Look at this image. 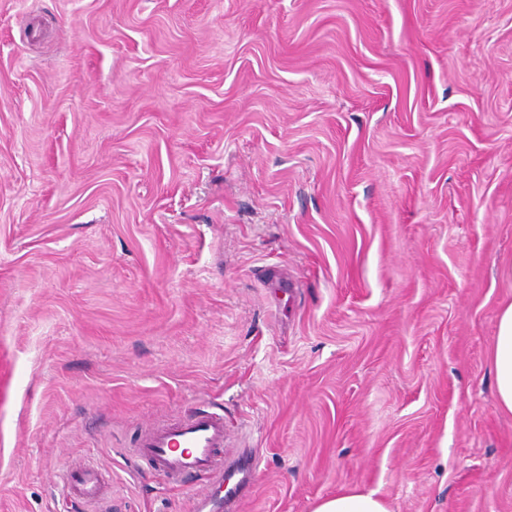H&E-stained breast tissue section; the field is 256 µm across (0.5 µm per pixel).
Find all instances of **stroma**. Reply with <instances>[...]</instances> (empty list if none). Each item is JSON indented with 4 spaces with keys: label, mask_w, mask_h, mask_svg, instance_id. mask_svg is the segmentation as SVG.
<instances>
[{
    "label": "stroma",
    "mask_w": 512,
    "mask_h": 512,
    "mask_svg": "<svg viewBox=\"0 0 512 512\" xmlns=\"http://www.w3.org/2000/svg\"><path fill=\"white\" fill-rule=\"evenodd\" d=\"M511 300L512 0H0V512L209 401L240 512H512ZM490 360L495 374L498 407L503 414L512 415V302L505 304L499 312ZM312 512H389L373 492L342 491L319 500Z\"/></svg>",
    "instance_id": "35a3bbf8"
}]
</instances>
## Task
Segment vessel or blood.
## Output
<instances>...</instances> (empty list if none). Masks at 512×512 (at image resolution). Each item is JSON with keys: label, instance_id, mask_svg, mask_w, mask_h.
Returning a JSON list of instances; mask_svg holds the SVG:
<instances>
[{"label": "vessel or blood", "instance_id": "b4317fda", "mask_svg": "<svg viewBox=\"0 0 512 512\" xmlns=\"http://www.w3.org/2000/svg\"><path fill=\"white\" fill-rule=\"evenodd\" d=\"M229 435L224 427V411L214 404L196 408L180 420L162 423L140 437L136 454L146 460L171 487L199 477L204 498L224 484V459ZM69 493L86 500L103 499L105 491L95 469L85 466L65 476Z\"/></svg>", "mask_w": 512, "mask_h": 512}]
</instances>
